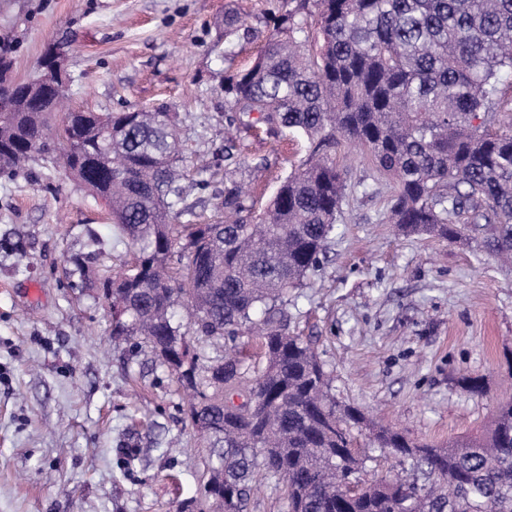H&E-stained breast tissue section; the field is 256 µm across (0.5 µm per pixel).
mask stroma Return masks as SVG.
Here are the masks:
<instances>
[{"mask_svg": "<svg viewBox=\"0 0 512 512\" xmlns=\"http://www.w3.org/2000/svg\"><path fill=\"white\" fill-rule=\"evenodd\" d=\"M278 0H0L12 76L37 72L49 44L67 55L76 110L179 113L186 202L221 220L224 76L251 66ZM237 11L250 30L224 39ZM256 207L306 157L261 122L239 130ZM347 195L322 269L300 288L291 330L312 337L339 401L411 438L445 442L492 415L512 375V271L462 244L381 223L389 188L340 142ZM210 186L201 191L199 179ZM89 257L88 277L72 259ZM130 249L104 208L54 173L0 175V512H187L200 503L204 449L184 422L185 390L147 352L112 340L99 283ZM465 377L488 389L477 397Z\"/></svg>", "mask_w": 512, "mask_h": 512, "instance_id": "1", "label": "stroma"}]
</instances>
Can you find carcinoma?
<instances>
[{
    "instance_id": "carcinoma-1",
    "label": "carcinoma",
    "mask_w": 512,
    "mask_h": 512,
    "mask_svg": "<svg viewBox=\"0 0 512 512\" xmlns=\"http://www.w3.org/2000/svg\"><path fill=\"white\" fill-rule=\"evenodd\" d=\"M272 21L253 64L224 79L227 129L257 113L308 145L262 212L247 204L249 165L231 135L224 222L198 224L184 203L178 114L59 118L64 80L43 93L50 112L14 91L18 110L0 112V175L60 165L128 239L131 261L102 281L112 338L193 392L185 420L210 450L203 496L224 512H246L261 480L287 512H512L511 396L475 434L413 440L338 402L332 372L288 319L342 214L348 173L327 155L341 138L389 180L382 221L512 266V131L497 129L512 0H300ZM243 24L224 15V38ZM363 426L380 456L355 447ZM381 457L402 477L379 475Z\"/></svg>"
}]
</instances>
